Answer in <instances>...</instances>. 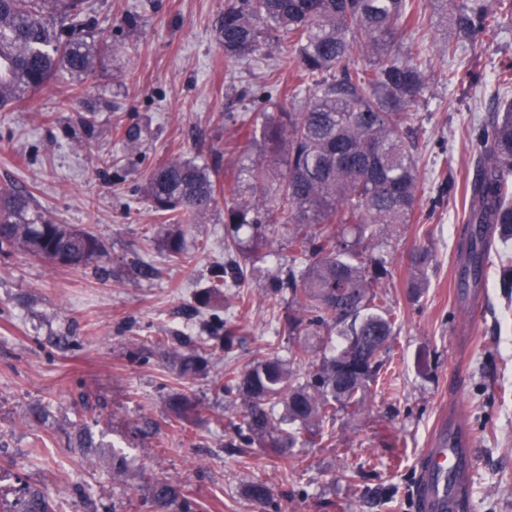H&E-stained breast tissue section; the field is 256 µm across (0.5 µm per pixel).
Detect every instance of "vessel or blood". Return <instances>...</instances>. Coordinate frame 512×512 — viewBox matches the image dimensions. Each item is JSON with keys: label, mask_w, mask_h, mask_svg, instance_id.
<instances>
[{"label": "vessel or blood", "mask_w": 512, "mask_h": 512, "mask_svg": "<svg viewBox=\"0 0 512 512\" xmlns=\"http://www.w3.org/2000/svg\"><path fill=\"white\" fill-rule=\"evenodd\" d=\"M474 465L468 434L442 423L433 446L422 454L414 493L417 512H462Z\"/></svg>", "instance_id": "1"}]
</instances>
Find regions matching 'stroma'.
I'll return each mask as SVG.
<instances>
[{"instance_id": "1", "label": "stroma", "mask_w": 512, "mask_h": 512, "mask_svg": "<svg viewBox=\"0 0 512 512\" xmlns=\"http://www.w3.org/2000/svg\"><path fill=\"white\" fill-rule=\"evenodd\" d=\"M225 0H85L95 20L92 39L113 43L94 76L73 89L52 82L18 108L0 109V188L31 195V206L56 223L99 237L105 257L80 269L0 250V503L23 488H39L57 512H148L146 480L161 476L208 512H261L245 486L260 479L283 512H414L420 454L444 411L475 441L476 464L464 512H512V245L493 250L482 303L472 308L456 292L463 238V186L475 173L478 128L489 102L471 85L443 83L449 35L433 19L423 47L431 58L415 122L420 165L432 185L409 224H393L362 240L384 258L380 285L399 314L383 356L386 387L374 390L359 414L338 412L326 439L295 448L277 461L260 448H230L240 423V399L218 392L225 369H241L273 349L280 358L296 344L329 352V337L282 331L288 307L268 292L271 273L295 251L290 226L271 225L260 252L224 250V208L248 205L249 170L281 169L285 153L245 146L236 117L298 110L288 75L274 77L278 48L263 60L228 63L214 24ZM140 130L127 142L128 128ZM453 155L452 168L440 159ZM182 157L219 163L217 204L181 227L184 258L169 261L167 227L145 193L147 170ZM426 247V286L412 298L409 254ZM236 261L249 302L233 292L198 302L214 271ZM152 267L140 273L139 264ZM245 327L225 351L210 336L212 314ZM204 336L205 374L179 378L172 353ZM465 373L456 388L453 367ZM186 392L200 414L184 423L168 417V396ZM44 410L40 420L32 407ZM91 434L96 456L77 446ZM127 457L125 477L112 476V453Z\"/></svg>"}]
</instances>
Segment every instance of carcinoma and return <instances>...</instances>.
<instances>
[{"label": "carcinoma", "mask_w": 512, "mask_h": 512, "mask_svg": "<svg viewBox=\"0 0 512 512\" xmlns=\"http://www.w3.org/2000/svg\"><path fill=\"white\" fill-rule=\"evenodd\" d=\"M444 11L451 35L442 53L456 57L465 46L485 49L499 34L512 30V0H435ZM60 12L70 24L57 30L46 19ZM425 12L417 0H226L216 22L224 59L235 63L260 59L267 46L282 47L278 69L294 74L297 86L311 92L299 111L267 116L245 127L246 145L262 141L277 152L287 145L285 166L273 179L253 168L252 207L227 205L224 248L259 250L270 223L296 226L286 277H277L274 296L299 304L306 315L288 314V335L336 334L345 340L337 354L317 359L300 344L289 361L305 367L300 375L277 355L266 353L248 367L228 370L219 390L243 401L242 422L234 425L228 448H268L290 458L292 449L323 436L324 424L339 410L357 414L378 385L382 361L398 315L376 290L388 274L381 258L365 254L359 241L373 239L386 224H409L425 189L415 153L418 130L410 109L425 89L430 58L403 50L423 27ZM92 20L82 0H0V108L21 106L59 75L80 83L89 78L98 55L110 45L89 41ZM367 58H354L356 48ZM483 94L491 115L482 124V152L476 176L464 188L466 237L460 254L459 288L478 287L495 240L512 238V64L500 68ZM219 166L176 158L152 168L145 193L155 212L173 226L167 255L182 257L179 224H195L214 207ZM247 226L252 235H238ZM354 240H348V235ZM19 249L37 256L61 255L64 266L83 268L105 256L102 241L90 232L57 224L31 209L30 195L0 189V250ZM246 275L236 265L217 274L207 296L237 289L240 304ZM223 331L224 350L241 340L231 319L213 317ZM379 330L385 339L362 353L355 337ZM197 347L182 354L178 372L204 370ZM176 420L198 413L184 392L169 395ZM246 495L265 512H281L266 483L251 480ZM150 512H204L164 478L148 486ZM11 512H55L54 502L30 489Z\"/></svg>", "instance_id": "carcinoma-1"}]
</instances>
